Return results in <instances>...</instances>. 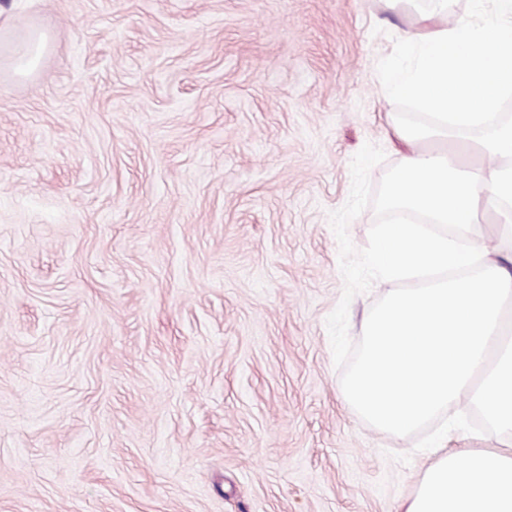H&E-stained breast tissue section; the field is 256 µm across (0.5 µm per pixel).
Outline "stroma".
I'll list each match as a JSON object with an SVG mask.
<instances>
[{
  "label": "stroma",
  "mask_w": 512,
  "mask_h": 512,
  "mask_svg": "<svg viewBox=\"0 0 512 512\" xmlns=\"http://www.w3.org/2000/svg\"><path fill=\"white\" fill-rule=\"evenodd\" d=\"M0 512H400L342 398L399 283L381 68L430 0H0Z\"/></svg>",
  "instance_id": "35a3bbf8"
}]
</instances>
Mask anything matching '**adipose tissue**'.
Listing matches in <instances>:
<instances>
[{
  "mask_svg": "<svg viewBox=\"0 0 512 512\" xmlns=\"http://www.w3.org/2000/svg\"><path fill=\"white\" fill-rule=\"evenodd\" d=\"M490 3L479 22H451L448 0H435L418 27L403 31L382 70L387 97L426 111L436 132L474 162L449 164L447 155L423 149L421 133L394 123L407 150L383 207L453 232L418 224L381 230L372 262L382 279L437 276L388 294L375 309L344 398L395 437L466 399L501 437L496 448L433 444L402 512H512V272L471 232L481 207L512 215V121L495 117L512 98V0Z\"/></svg>",
  "mask_w": 512,
  "mask_h": 512,
  "instance_id": "ef3b65f1",
  "label": "adipose tissue"
}]
</instances>
